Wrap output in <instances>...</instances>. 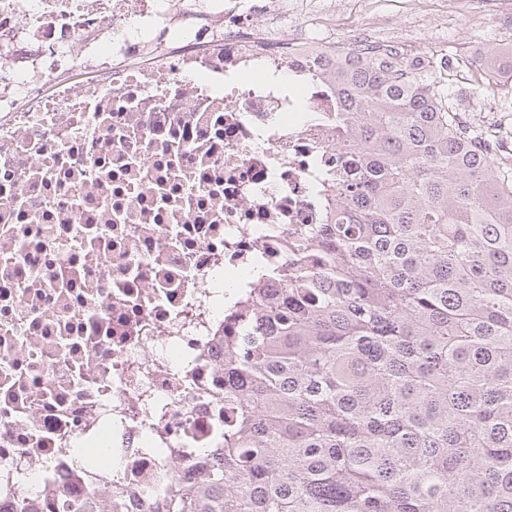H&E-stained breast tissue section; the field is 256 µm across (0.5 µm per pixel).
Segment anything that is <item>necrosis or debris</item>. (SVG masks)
<instances>
[{"label": "necrosis or debris", "instance_id": "necrosis-or-debris-1", "mask_svg": "<svg viewBox=\"0 0 512 512\" xmlns=\"http://www.w3.org/2000/svg\"><path fill=\"white\" fill-rule=\"evenodd\" d=\"M364 2L331 41L288 0H0V512H158L222 446L224 334L339 202L319 68L379 47Z\"/></svg>", "mask_w": 512, "mask_h": 512}]
</instances>
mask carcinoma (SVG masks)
<instances>
[{"label": "carcinoma", "mask_w": 512, "mask_h": 512, "mask_svg": "<svg viewBox=\"0 0 512 512\" xmlns=\"http://www.w3.org/2000/svg\"><path fill=\"white\" fill-rule=\"evenodd\" d=\"M512 79V48L479 59ZM345 204L224 337V447L161 512H512V162L429 56L325 61Z\"/></svg>", "instance_id": "carcinoma-1"}]
</instances>
